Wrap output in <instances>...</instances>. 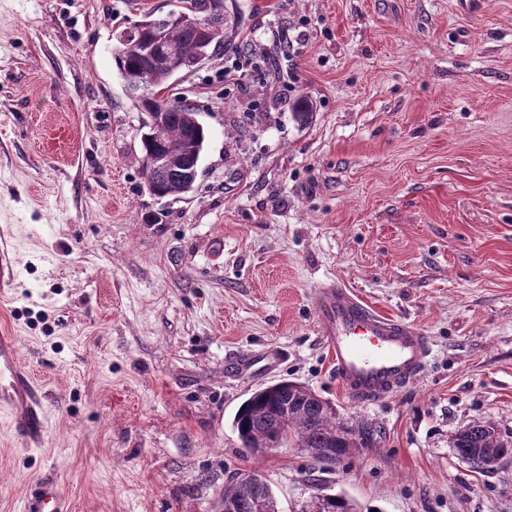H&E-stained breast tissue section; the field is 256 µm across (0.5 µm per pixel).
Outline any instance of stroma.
<instances>
[{"label":"stroma","instance_id":"1","mask_svg":"<svg viewBox=\"0 0 512 512\" xmlns=\"http://www.w3.org/2000/svg\"><path fill=\"white\" fill-rule=\"evenodd\" d=\"M168 4L0 0V329L48 423L24 452L0 413V512L44 480L68 512H223L250 471L280 512L314 486L380 512H512V456L477 470L453 448L476 420L512 434V0H232L270 61L241 85L218 80L230 50L182 75L210 137L193 190L157 199L111 52ZM331 281L429 343L378 402L336 381L312 304ZM242 354L270 364L232 369ZM284 378L376 446L332 469L243 454L238 407Z\"/></svg>","mask_w":512,"mask_h":512}]
</instances>
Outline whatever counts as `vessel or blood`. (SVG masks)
Masks as SVG:
<instances>
[{
    "instance_id": "obj_1",
    "label": "vessel or blood",
    "mask_w": 512,
    "mask_h": 512,
    "mask_svg": "<svg viewBox=\"0 0 512 512\" xmlns=\"http://www.w3.org/2000/svg\"><path fill=\"white\" fill-rule=\"evenodd\" d=\"M318 333L333 360L336 379L353 401L374 402L394 392L424 367L429 346L416 326L378 313L341 285L314 297ZM0 409L14 435L40 444L47 423L40 391L23 367L13 337L0 336ZM21 512H63V495L47 484L24 499Z\"/></svg>"
}]
</instances>
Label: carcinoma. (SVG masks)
I'll return each mask as SVG.
<instances>
[{
	"mask_svg": "<svg viewBox=\"0 0 512 512\" xmlns=\"http://www.w3.org/2000/svg\"><path fill=\"white\" fill-rule=\"evenodd\" d=\"M170 25L179 31L174 55L167 59L150 61L128 48L111 52L112 65L123 83L139 80L153 93L150 100L133 97L142 112H164L167 119V137L184 144L186 154L193 159L191 167L200 168L209 131L199 113L180 97H157L155 93L167 89L174 77L192 68L194 61L204 52L216 57L232 48L231 37L238 18L228 12L227 0H170L164 13H146L131 23L146 33L162 30ZM161 144L141 135V168L148 192L157 198H167L188 192L193 176L169 173L161 177L152 167V160L160 153ZM289 403L288 423L279 424L281 405ZM336 405L320 399L316 392L297 382L282 380L250 394L234 416L240 447L252 452L264 440H277L288 447L292 440L298 447L334 448L336 458L344 460L375 443L377 430L364 420H341ZM457 455L475 469L492 466L500 458L512 453V439L504 438L496 427L486 421H474L459 431L453 442ZM262 501L265 512H279L275 494L264 481L244 492L239 500L251 498ZM324 512H359L357 506L342 495L326 499Z\"/></svg>",
	"mask_w": 512,
	"mask_h": 512,
	"instance_id": "obj_1",
	"label": "carcinoma"
}]
</instances>
